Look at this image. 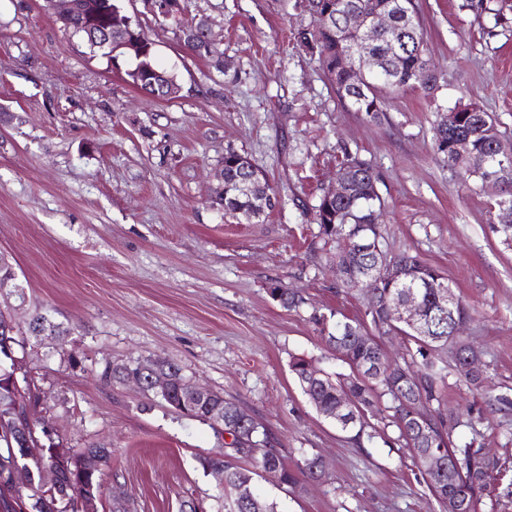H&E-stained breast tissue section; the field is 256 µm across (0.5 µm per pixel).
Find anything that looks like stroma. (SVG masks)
Here are the masks:
<instances>
[{
  "label": "stroma",
  "mask_w": 512,
  "mask_h": 512,
  "mask_svg": "<svg viewBox=\"0 0 512 512\" xmlns=\"http://www.w3.org/2000/svg\"><path fill=\"white\" fill-rule=\"evenodd\" d=\"M416 0L436 87L387 94L380 117L338 98L294 34L312 18L299 0H181L179 21L151 0H121L174 75L175 98L136 88L131 57L113 61L56 19L51 0H0V255L25 286L0 288V310L27 330L43 312L69 335L28 339L27 369L68 446L112 450L103 502L131 512H210L218 487L198 455L222 447L209 425L106 383V363L168 361L261 422L289 468L317 455L326 477L257 486L280 512H444L416 478L407 450L376 437L356 445L321 416L293 377L292 357L348 373L310 321L360 315L364 297L337 290L335 243L314 207L344 153L380 176L391 252L419 254L475 310L460 334L482 352L483 390L449 373L445 403L512 482V245L489 222L493 187L467 183L434 148L442 112L474 104L512 143V0ZM206 20L222 54H192L184 23ZM247 155L273 189L274 209L251 224L216 200L227 150ZM302 294L299 310L271 283ZM80 362L70 365L66 354Z\"/></svg>",
  "instance_id": "obj_1"
}]
</instances>
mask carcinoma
Segmentation results:
<instances>
[{
	"label": "carcinoma",
	"mask_w": 512,
	"mask_h": 512,
	"mask_svg": "<svg viewBox=\"0 0 512 512\" xmlns=\"http://www.w3.org/2000/svg\"><path fill=\"white\" fill-rule=\"evenodd\" d=\"M307 11L312 17V27L301 29L296 41L304 50L318 57L325 72L336 87L338 97L358 112L379 114L384 111V87L391 84L404 88L415 82L427 90L436 80H414L415 71L421 68L420 46L425 42L414 0H307ZM386 12L394 19L403 35V43L395 47L387 33L372 35L369 53L377 58L380 71H364L367 82L356 87L347 84V78L333 75L339 50L361 39L363 32L349 27L348 15L359 12L366 15ZM204 21L184 28L185 44L201 58L217 55L216 48L203 51ZM114 40L110 53L116 58L125 54L123 40L136 37L150 44L140 24L126 23L123 11L112 12ZM166 71L138 88L156 98H166L176 86L174 77L164 78ZM495 118L483 109L460 112L457 125L448 130L440 126L434 130L436 152L448 168L464 179L484 181L494 174L505 187L504 196L491 204L499 212L502 203L512 205V163L504 166L490 161L493 154L491 142L483 135L486 124ZM456 135L471 137L472 161L457 165L451 156L450 141ZM338 170L350 174V192L347 196L329 200L321 197L315 207V220L325 242H336V280L344 288L360 285L366 294L365 310L359 319L336 320L333 329L327 322L335 317L314 312L310 320L320 327L325 344L341 355L352 374L347 377L321 372L316 385L308 384V367L311 361L295 357L290 361V371L298 381L304 395L321 414L336 423L344 432L352 434L359 443L362 438H374L367 431V418L381 410L388 413L387 426L395 428V437H385V443L407 448L414 460L422 481L432 496L444 506H455L459 512H478L480 496L487 490L495 476L501 473L500 459L483 452L477 436L460 444L453 439L461 422L444 412L442 392L447 383L448 361L443 353L449 349L456 371L476 389L482 387L484 376L479 365L476 348L461 338L448 340L449 329L456 321H465L470 313L462 302H457L453 312L441 307V287H450L448 278L437 268L424 262L419 255L409 252L392 253L385 246L383 230L379 224L384 201L375 190L379 176L366 161L348 152L344 153ZM258 168L244 154L229 150L224 154V186L218 200L224 213L239 222L250 224L264 214L252 206L246 187L255 180ZM350 249L343 254L342 250ZM386 259L398 273L410 276L409 284L427 312L430 322L418 327L398 326L403 336L405 355L402 362L392 364L386 360L381 338L390 332L384 326V317L390 305L405 294L404 285L394 278L377 279L365 270ZM270 296L283 308L295 310L304 304L296 292L274 283L268 288ZM8 316L0 310V456L13 460L24 476V484L0 478V512H77V498L82 493H98L104 469L112 467V449L96 444L85 448H70L59 435L45 436L36 430L40 447H28L16 440H8L17 423L34 414L40 397L36 387L27 380L14 377V357L25 351V339L18 333L11 334L10 344H5ZM30 335L39 341L57 340L67 334V329L53 323L47 316L37 313L28 325ZM145 372V376L165 375L171 378L169 389L153 397L166 403L175 411L208 421V415L218 410L224 413V432L232 436L236 451L224 453L220 449L197 458L199 467L207 473L224 471V487L215 496L217 512H278L277 504L261 497L255 489V478L262 471L277 467L280 484L293 487L303 478L319 480L324 476L319 457H307L295 470L285 465L279 450L271 455L251 460V466L242 467L234 462L244 449L271 442V435L259 422L241 423L242 410L224 399L217 391L202 399L187 401L180 382L185 379L180 369L166 361L139 362L134 366L106 363L102 378L107 382H122L132 372ZM350 406V411L340 413V407ZM99 459L101 470L89 472L84 467L85 457ZM429 457L436 459L435 467H426Z\"/></svg>",
	"instance_id": "obj_1"
}]
</instances>
